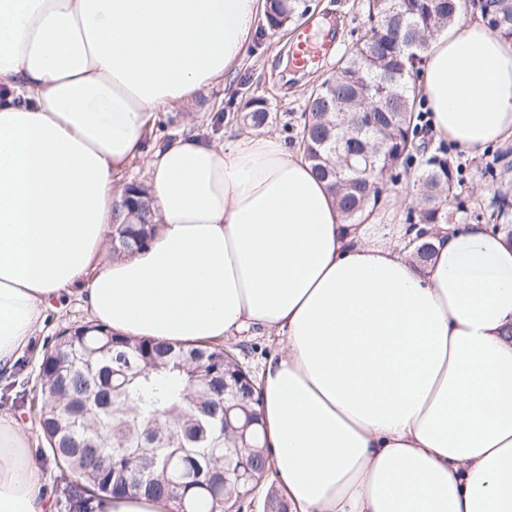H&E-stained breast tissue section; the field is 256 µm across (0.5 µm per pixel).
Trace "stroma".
<instances>
[{
	"label": "stroma",
	"instance_id": "obj_1",
	"mask_svg": "<svg viewBox=\"0 0 512 512\" xmlns=\"http://www.w3.org/2000/svg\"><path fill=\"white\" fill-rule=\"evenodd\" d=\"M308 3L310 9L306 18L315 23L316 38H323L328 33L337 38L334 49L322 65L300 69L288 62L294 25L272 31L266 22H259L252 42L230 80L199 91L188 105L158 112L150 133L151 143L165 142L185 131H203L222 139L238 136L247 130L241 115L245 103L251 99L264 101L270 112L271 122L265 129L266 134L291 143L302 128L313 84L319 75L331 73L337 60L353 48L366 22L364 0H308ZM505 151H512V138L491 145L479 154L449 145V156L459 164L461 179L457 197L447 202L450 223L475 224L488 219L490 203L497 192H512V172L497 181L484 174L486 166ZM419 176L420 169L414 165L402 182L388 184L368 218L376 234L405 223L408 211L417 205L412 185ZM89 318L84 302L75 295L68 297L61 309H48L34 348L20 359L10 383L0 384V412L10 413L26 433L30 454L43 476V491L54 505L52 512H65L59 504V471L42 455L39 436L31 424L27 409L30 381L37 361L44 351L54 346L59 333ZM224 346L234 351L242 365L256 377L260 375L263 363L276 353L280 339L249 332L225 338Z\"/></svg>",
	"mask_w": 512,
	"mask_h": 512
}]
</instances>
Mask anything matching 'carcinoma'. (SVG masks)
<instances>
[{
  "mask_svg": "<svg viewBox=\"0 0 512 512\" xmlns=\"http://www.w3.org/2000/svg\"><path fill=\"white\" fill-rule=\"evenodd\" d=\"M369 25L358 47L309 94L299 147L326 183L346 224H359L387 189V173L416 160V224H446L444 202L457 196L458 170L442 146L430 147L424 114L402 79L405 63L394 45L399 26L419 40L418 53L451 27L460 15L490 14L492 30L512 39V0H366ZM308 11L305 0H266L265 19L277 31ZM370 89L375 104L356 111L357 95ZM242 119L264 127V102L248 103ZM372 158L362 176L341 159ZM135 224L113 225L118 247L129 255L157 229L146 188L126 186L122 201ZM490 219L512 243V197H494ZM242 375L235 355L219 344L169 345L118 335L90 320L66 329L39 361L40 380L30 400L31 421L56 464L81 480L62 488L65 507L89 512L96 499L126 494V485L149 498H168L176 512H236L238 494L209 474L224 468L209 448L234 446L236 433L224 436V407L233 408L237 427L250 423L247 436L256 447L242 449L251 471L262 479L271 469L259 422V396L236 389L224 395V382Z\"/></svg>",
  "mask_w": 512,
  "mask_h": 512,
  "instance_id": "carcinoma-1",
  "label": "carcinoma"
}]
</instances>
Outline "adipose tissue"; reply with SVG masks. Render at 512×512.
<instances>
[{
    "label": "adipose tissue",
    "mask_w": 512,
    "mask_h": 512,
    "mask_svg": "<svg viewBox=\"0 0 512 512\" xmlns=\"http://www.w3.org/2000/svg\"><path fill=\"white\" fill-rule=\"evenodd\" d=\"M259 0H0V376L52 302L133 338L282 346L262 372L289 512H512V246L482 224L373 236L282 140L183 134L157 112L238 67ZM436 137L512 135V40L451 26L421 62ZM143 161L157 233L112 257L116 181ZM0 414V512H49Z\"/></svg>",
    "instance_id": "1"
}]
</instances>
